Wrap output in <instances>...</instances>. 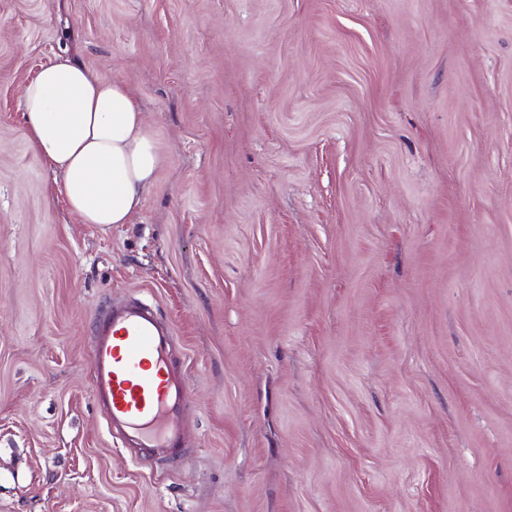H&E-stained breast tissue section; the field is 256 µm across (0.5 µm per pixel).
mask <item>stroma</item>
Returning a JSON list of instances; mask_svg holds the SVG:
<instances>
[{
  "mask_svg": "<svg viewBox=\"0 0 512 512\" xmlns=\"http://www.w3.org/2000/svg\"><path fill=\"white\" fill-rule=\"evenodd\" d=\"M63 52L147 116L130 223L27 139ZM132 298L188 376L172 464L90 388ZM0 512H512V0H0Z\"/></svg>",
  "mask_w": 512,
  "mask_h": 512,
  "instance_id": "35a3bbf8",
  "label": "stroma"
}]
</instances>
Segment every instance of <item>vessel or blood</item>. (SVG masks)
Returning a JSON list of instances; mask_svg holds the SVG:
<instances>
[{
    "mask_svg": "<svg viewBox=\"0 0 512 512\" xmlns=\"http://www.w3.org/2000/svg\"><path fill=\"white\" fill-rule=\"evenodd\" d=\"M173 331L147 301L111 305L95 322L92 395L122 443L170 454L183 447L186 371L170 359Z\"/></svg>",
    "mask_w": 512,
    "mask_h": 512,
    "instance_id": "vessel-or-blood-1",
    "label": "vessel or blood"
}]
</instances>
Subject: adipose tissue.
<instances>
[{
	"label": "adipose tissue",
	"mask_w": 512,
	"mask_h": 512,
	"mask_svg": "<svg viewBox=\"0 0 512 512\" xmlns=\"http://www.w3.org/2000/svg\"><path fill=\"white\" fill-rule=\"evenodd\" d=\"M29 141L61 180L56 190L84 224H126L162 158L144 112L123 83L57 56L21 94Z\"/></svg>",
	"instance_id": "adipose-tissue-1"
}]
</instances>
